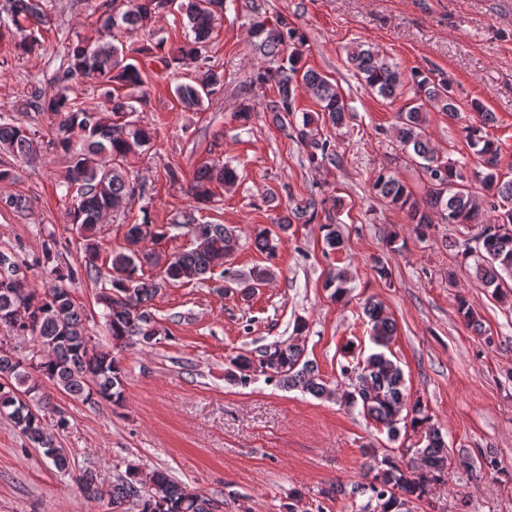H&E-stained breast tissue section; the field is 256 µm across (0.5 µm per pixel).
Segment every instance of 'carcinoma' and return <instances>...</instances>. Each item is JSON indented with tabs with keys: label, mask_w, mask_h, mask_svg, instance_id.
<instances>
[{
	"label": "carcinoma",
	"mask_w": 512,
	"mask_h": 512,
	"mask_svg": "<svg viewBox=\"0 0 512 512\" xmlns=\"http://www.w3.org/2000/svg\"><path fill=\"white\" fill-rule=\"evenodd\" d=\"M102 0L96 5L98 20L110 38L78 42L68 55L67 66L57 76V90L48 96L36 95L29 106L54 117L52 138L48 146L65 160L59 186L71 198L67 219L81 236L84 268L87 276L102 283L97 303L111 346L100 345L88 336L84 327V309L77 303L65 281L72 270L53 266L45 270L49 284L39 288L28 276L29 267L9 255L14 272L0 275V326L29 336L34 346L20 357L4 347L0 338V416L7 418L31 445L42 449L43 456L54 467L65 472L70 459L58 445L54 430L49 428L47 414L57 416L55 426L64 429L67 419L42 391L49 382L60 392L83 403H106L121 407L125 402L124 370L116 351L135 343H157L166 330L159 325L150 303L160 290V283L144 278L141 250L125 247L112 253L108 271L98 265L100 244L98 224L103 216L125 197L140 190L141 185L128 171L130 157L150 146L153 132L134 119L137 105L145 104L146 93L142 71L131 62L130 50L118 39L127 30L149 17L173 12L187 20L184 42L159 58L164 67L195 64L191 82L176 87L185 107L198 109L224 84V71L208 64L203 54L213 33L215 17L224 12L226 0ZM5 12L16 32L21 34L17 48L27 52L38 44L35 28L49 22L47 0H3ZM257 39L255 49L265 59L251 76L249 85L272 87L274 95L265 100L266 111L285 120L296 112L298 90L304 88L317 101L325 120L339 127L345 120L347 104L325 76L301 65L299 46L303 35L281 20L274 26L260 22L253 27ZM348 62L355 75L369 90L385 99H393L407 90L411 105L400 113L397 138L426 178L428 189L423 199L392 173L380 172L372 188L390 206L405 213L408 223L422 234L438 214L449 224L469 227L477 225L475 245L464 241L462 258L473 260L468 268L492 295L507 305L512 294L502 291L504 277H512V180H503L499 172L500 146L485 135L484 127L493 114L478 102L471 108L479 122L465 130L468 147L482 158L484 171L476 174L482 192L465 183L458 164L445 158L423 135L428 108L434 107L448 116L459 112L452 82L435 79L429 73L413 71L404 74L399 66L371 48H354ZM76 78L95 79L100 97L108 108L81 107L69 96V83ZM128 87L131 94H121ZM314 119L304 118L298 136L308 148L310 161L336 163L338 155L330 138L312 128ZM79 135L80 143L74 142ZM38 147L36 132L15 124L11 116L0 113V151L19 157L32 155ZM236 171L223 164L204 165L196 172L188 188L195 210L208 206L216 195L215 188L235 181ZM322 202L313 196L294 203L291 216L281 219L278 228L286 231L293 221L308 223ZM180 227H186L196 246L175 254L163 271L169 284H196L224 264V257L237 239L231 225L200 223L194 213L183 215ZM151 231L149 242L155 244L166 236L157 225L143 219L132 224L125 233L132 242L141 228ZM324 244L331 252L343 248L344 240L334 224L322 225ZM332 297L342 300L347 293V276L336 272L326 282ZM363 311L371 323L372 342L380 350L356 363L343 364L340 373L351 381V389L343 394L351 407H361L364 414L387 429L389 438L398 436V424L419 436L417 448L404 462L397 456L385 455L376 462L371 480L358 486L356 492L369 494L359 512H408L403 505L411 500L423 501L435 486L446 481L448 445L441 431L431 423L420 401L406 408L407 394L400 367L387 356L396 333L395 323L385 315L382 304L369 299ZM457 313L477 334L485 333L482 321L469 301L458 299ZM288 388H300L316 397L332 395L321 379L317 366L305 358V349L295 340L273 347H259L229 359L228 380L240 386L249 385L255 376ZM88 497L108 498L112 512H125V506L138 501L139 512H218L214 499L192 492L161 469L146 471L138 465L127 466L124 474L103 489L97 474L85 471L79 477Z\"/></svg>",
	"instance_id": "carcinoma-1"
}]
</instances>
